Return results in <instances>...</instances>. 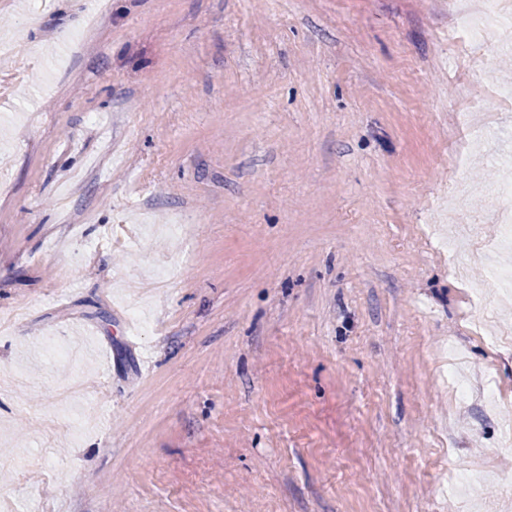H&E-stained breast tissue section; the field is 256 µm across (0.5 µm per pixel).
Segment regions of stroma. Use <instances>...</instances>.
<instances>
[{
    "instance_id": "1",
    "label": "stroma",
    "mask_w": 512,
    "mask_h": 512,
    "mask_svg": "<svg viewBox=\"0 0 512 512\" xmlns=\"http://www.w3.org/2000/svg\"><path fill=\"white\" fill-rule=\"evenodd\" d=\"M474 5L0 0V512H512Z\"/></svg>"
}]
</instances>
